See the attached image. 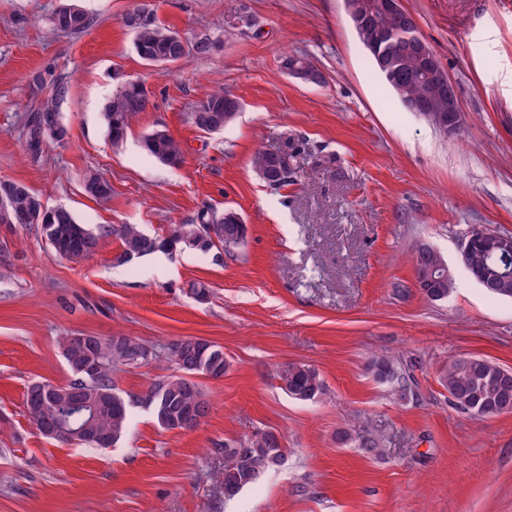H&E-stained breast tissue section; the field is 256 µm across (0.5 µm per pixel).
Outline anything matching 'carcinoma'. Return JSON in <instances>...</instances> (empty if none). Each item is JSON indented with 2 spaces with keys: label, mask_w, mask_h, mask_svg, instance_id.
<instances>
[{
  "label": "carcinoma",
  "mask_w": 512,
  "mask_h": 512,
  "mask_svg": "<svg viewBox=\"0 0 512 512\" xmlns=\"http://www.w3.org/2000/svg\"><path fill=\"white\" fill-rule=\"evenodd\" d=\"M346 2L351 13L364 20V29L358 36L386 87L404 105L426 102L433 112L448 111V96L439 93L433 71L425 60L400 44H381L382 31L403 24L404 14L385 13L381 9L383 0ZM124 24L133 29L135 51L146 62L172 63L192 51L198 54L211 51L209 39L189 43L149 17L143 7L128 12ZM52 25L60 34H77L88 30L92 19L81 10L74 15L62 5L53 13ZM377 45L386 58L384 67L377 58ZM66 93L65 84L57 85L51 97L28 116L26 141L33 154L40 153L44 142L65 138L67 130L62 124L58 103ZM151 106L152 96L144 85L131 81L121 84L104 112L112 142L117 145L124 141L133 119ZM239 109V99L220 89L196 103L188 113V120L201 131L206 124L222 129L236 119ZM142 145L146 154L164 165L173 167L183 162L181 142L165 130L144 136ZM250 163L255 175L275 189L288 185L295 174L292 156L286 152L275 154L265 146L254 151ZM7 186L10 196L8 204L0 206V224L12 232L17 224L22 229L36 231L57 255L75 263L92 255L101 239L110 236L120 241L122 251L118 259L121 263L156 252H172L178 247L202 254L220 249L232 256L246 238L244 234L235 237L238 212L230 208L220 215L203 209L196 217L175 225L168 235L151 236L137 224H102L92 230L79 223L68 210L53 213L52 207L22 183L0 180V193ZM84 189L96 199H107L112 193L109 181L91 171L84 176ZM468 235L472 237L474 251L460 254V264L478 283L481 261H486L492 270L498 268L497 263L485 260L482 244L512 235L484 225L472 226ZM412 263L420 293L432 302L446 299L454 288L455 278L441 253L421 244L412 255ZM59 345L71 379L65 384L47 380L31 383L25 394V409L34 429L63 444L96 448L117 444L126 434L131 402L150 409L161 428L183 430V419L188 412L199 411L205 419L211 410L208 395L198 378L219 379L227 369L224 349L194 336L167 345L162 357L154 347L123 334L108 337L90 334L85 340L77 341L69 333L60 337ZM161 358L173 366V375L156 381L134 398H127L117 390L114 382L117 371ZM86 366L97 367L95 376L86 374ZM277 378L280 387L296 400L314 401L324 392L318 371L301 362L282 366ZM440 380L454 404L466 413L474 416L512 413V370L479 356H462L448 363ZM285 455L280 436L270 430L258 432L251 440L249 453L244 456L224 450V456L229 459L224 466V495L229 498L237 495L263 473L280 466Z\"/></svg>",
  "instance_id": "obj_1"
}]
</instances>
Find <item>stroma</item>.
Masks as SVG:
<instances>
[{
  "label": "stroma",
  "instance_id": "obj_1",
  "mask_svg": "<svg viewBox=\"0 0 512 512\" xmlns=\"http://www.w3.org/2000/svg\"><path fill=\"white\" fill-rule=\"evenodd\" d=\"M65 3L90 16L88 31L53 30ZM402 3L456 87L458 134L384 87L343 0H0V179L92 228L163 236L206 206L236 209L248 229L232 256L182 249L121 264L112 237L74 263L33 231L0 227V512H512V413H464L440 381L460 356L512 368V299L489 296L459 262L471 225L512 233V0ZM139 5L213 50L143 61L122 22ZM301 53L322 84L285 72L283 56ZM59 80L67 135L36 156L24 123ZM124 81L144 83L154 106L116 145L103 108ZM220 88L240 100L238 117L196 129L188 112ZM156 129L181 142L182 164L143 150ZM262 145L293 153L292 184L255 176ZM89 171L110 182L108 199L85 192ZM423 243L455 275L439 302L416 286ZM68 333L160 348L201 337L228 368L202 379L212 409L196 430L162 429L135 403L117 446L62 444L29 424L24 400L31 382L70 380ZM380 357L399 380L376 376ZM290 362L319 372L320 398L280 389ZM263 430L282 437L283 465L225 497V448Z\"/></svg>",
  "mask_w": 512,
  "mask_h": 512
}]
</instances>
